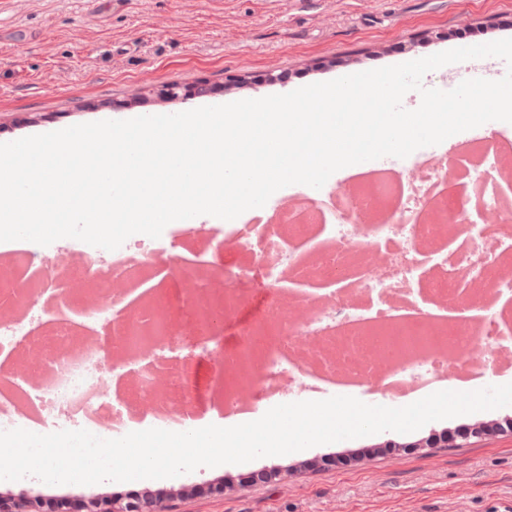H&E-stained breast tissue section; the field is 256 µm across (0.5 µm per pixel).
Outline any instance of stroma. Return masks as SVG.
<instances>
[{
  "label": "stroma",
  "mask_w": 512,
  "mask_h": 512,
  "mask_svg": "<svg viewBox=\"0 0 512 512\" xmlns=\"http://www.w3.org/2000/svg\"><path fill=\"white\" fill-rule=\"evenodd\" d=\"M512 38V0H0V143L102 120L285 94L352 69L396 65ZM177 84L189 94L164 98ZM217 359L194 351L202 422ZM512 406L467 415L470 443L416 451L451 431L433 421L174 478L93 485L0 481V496L170 500L174 512H512V432L487 428ZM287 478L240 492V477Z\"/></svg>",
  "instance_id": "stroma-1"
}]
</instances>
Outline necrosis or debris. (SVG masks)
<instances>
[{"label":"necrosis or debris","instance_id":"4bbe7bcc","mask_svg":"<svg viewBox=\"0 0 512 512\" xmlns=\"http://www.w3.org/2000/svg\"><path fill=\"white\" fill-rule=\"evenodd\" d=\"M470 177L483 185L495 207L502 181L490 135L469 137ZM444 173H398L371 184L340 185L339 210L323 215L319 204L292 220L237 234L224 225L223 250L234 256L222 286L192 265L191 257L212 248L203 225H183L174 236L189 262L176 265L165 284L183 303L173 308L147 295L111 340L92 333L71 335L49 322L41 291L44 276L31 245L0 242L14 267L0 271V308L20 309V318L0 321V357L15 356L8 384L0 383V430L22 428L92 433L132 431L139 425L170 430L190 419L196 401L187 366L172 358L176 342L203 331L207 316L235 324L239 311L264 283L270 299L245 330L244 341L221 348L217 357L223 403L235 408L283 393H298L318 379L348 394L359 383L393 380L399 389L421 385L425 376H481L512 364V335H503L512 312V233L492 236L450 226L455 193L439 195ZM389 206L395 219L364 223L360 216ZM156 254L139 249L113 253L99 265L91 252L64 256L52 275L63 285L82 279L96 297L86 315L96 326L132 285L154 287ZM447 314L453 326L446 343L428 335L429 319ZM153 347L151 374L117 376L119 352L140 355Z\"/></svg>","mask_w":512,"mask_h":512}]
</instances>
